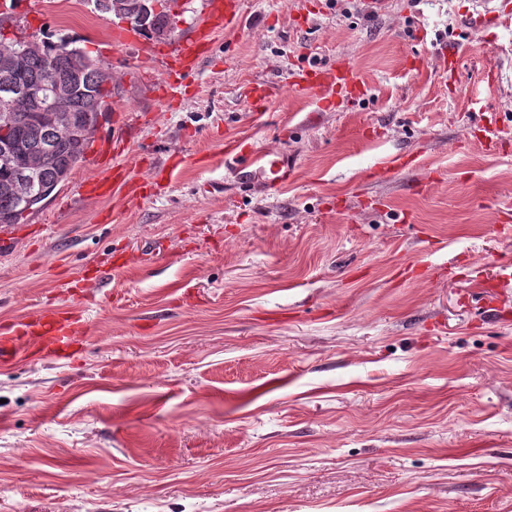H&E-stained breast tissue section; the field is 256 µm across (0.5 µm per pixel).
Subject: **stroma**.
Listing matches in <instances>:
<instances>
[{
    "label": "stroma",
    "mask_w": 512,
    "mask_h": 512,
    "mask_svg": "<svg viewBox=\"0 0 512 512\" xmlns=\"http://www.w3.org/2000/svg\"><path fill=\"white\" fill-rule=\"evenodd\" d=\"M471 9L243 0L166 108L152 35L0 0L1 28L112 74L83 160L0 251V327L81 318L71 356L0 364V512H512V90L487 83L512 34L470 39ZM338 59L359 98L289 89ZM116 138L150 196L86 191ZM229 140L292 178L239 183Z\"/></svg>",
    "instance_id": "stroma-1"
}]
</instances>
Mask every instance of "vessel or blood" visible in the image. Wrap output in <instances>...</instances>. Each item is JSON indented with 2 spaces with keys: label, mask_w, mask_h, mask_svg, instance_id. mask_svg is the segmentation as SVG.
Listing matches in <instances>:
<instances>
[{
  "label": "vessel or blood",
  "mask_w": 512,
  "mask_h": 512,
  "mask_svg": "<svg viewBox=\"0 0 512 512\" xmlns=\"http://www.w3.org/2000/svg\"><path fill=\"white\" fill-rule=\"evenodd\" d=\"M473 12V32L512 27V0H474ZM241 14V0H210L207 11L191 35L162 52L153 47L146 49L148 58L166 62L158 83L162 105H169L179 97L183 76L203 59L216 34L238 25ZM289 85L303 94L318 93L326 101L348 97L362 89L355 70L341 60L311 68L291 78ZM224 162L239 179L257 177L274 186L286 184L292 172L287 154L258 150L247 152L235 141L225 144ZM71 344L69 321L41 314L30 318L21 329H0V363L52 358Z\"/></svg>",
  "instance_id": "vessel-or-blood-1"
}]
</instances>
